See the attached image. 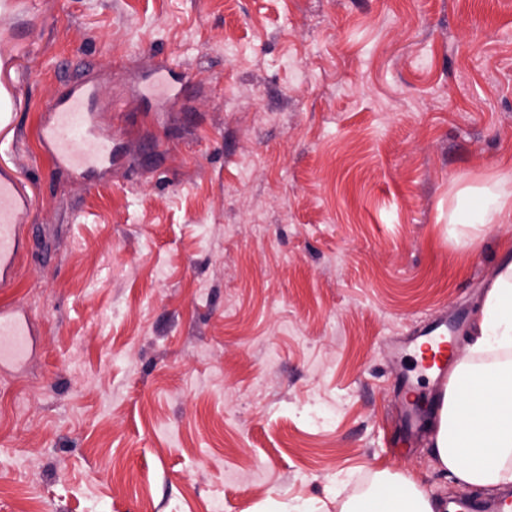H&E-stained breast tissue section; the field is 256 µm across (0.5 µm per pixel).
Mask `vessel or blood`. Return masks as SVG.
<instances>
[{"instance_id": "1", "label": "vessel or blood", "mask_w": 512, "mask_h": 512, "mask_svg": "<svg viewBox=\"0 0 512 512\" xmlns=\"http://www.w3.org/2000/svg\"><path fill=\"white\" fill-rule=\"evenodd\" d=\"M169 60H159L146 95L162 101L174 95ZM98 92L93 85L78 84L57 94L48 102L49 120L37 136L52 163L85 178L104 169L112 161V139L99 130L92 104ZM29 215V197L15 173L0 168V288L9 287L15 279L19 260L26 250L22 228ZM31 336L28 317L0 307V367L20 362L25 357ZM418 349L423 367L445 373L453 360L441 324L422 330Z\"/></svg>"}]
</instances>
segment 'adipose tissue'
Segmentation results:
<instances>
[{"mask_svg": "<svg viewBox=\"0 0 512 512\" xmlns=\"http://www.w3.org/2000/svg\"><path fill=\"white\" fill-rule=\"evenodd\" d=\"M512 218V193L476 194L462 189L452 216L463 232L478 234ZM476 345H512V260L502 263L478 308ZM439 466L479 490L512 484V365L490 370H456L432 424ZM346 512H448L447 502L431 497L413 475L377 474L373 486Z\"/></svg>", "mask_w": 512, "mask_h": 512, "instance_id": "obj_1", "label": "adipose tissue"}]
</instances>
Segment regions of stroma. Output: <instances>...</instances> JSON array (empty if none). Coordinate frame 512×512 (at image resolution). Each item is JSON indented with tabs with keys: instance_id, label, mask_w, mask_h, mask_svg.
I'll return each mask as SVG.
<instances>
[{
	"instance_id": "stroma-1",
	"label": "stroma",
	"mask_w": 512,
	"mask_h": 512,
	"mask_svg": "<svg viewBox=\"0 0 512 512\" xmlns=\"http://www.w3.org/2000/svg\"><path fill=\"white\" fill-rule=\"evenodd\" d=\"M181 95L140 92L160 59ZM99 87L111 169L79 180L41 106ZM0 167L31 242L0 306V512H340L380 470L442 473L401 344L435 318L454 364L512 220L455 238L458 191L512 160V0H31L0 16ZM30 324L25 315L0 307V367L23 360L29 347Z\"/></svg>"
}]
</instances>
